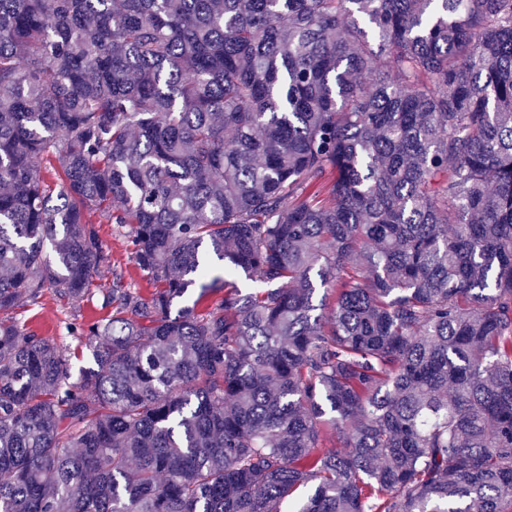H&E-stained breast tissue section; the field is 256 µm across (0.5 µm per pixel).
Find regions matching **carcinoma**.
Returning a JSON list of instances; mask_svg holds the SVG:
<instances>
[{
	"mask_svg": "<svg viewBox=\"0 0 512 512\" xmlns=\"http://www.w3.org/2000/svg\"><path fill=\"white\" fill-rule=\"evenodd\" d=\"M96 224L0 512H512V0H0V311ZM95 227L102 243L111 252L112 267L117 271H123L125 280L134 284L143 294L149 293L152 286L130 262L129 247L123 234L125 230L115 224H96ZM112 278L111 269L104 267L101 268L98 272L97 276L94 278V284L92 288V295L84 298L82 302H80L81 314H83L86 321H94L99 319L106 318L110 312L111 308L104 309L101 307V302L98 299L97 293V285L100 284H109Z\"/></svg>",
	"mask_w": 512,
	"mask_h": 512,
	"instance_id": "cac0c4a2",
	"label": "carcinoma"
}]
</instances>
